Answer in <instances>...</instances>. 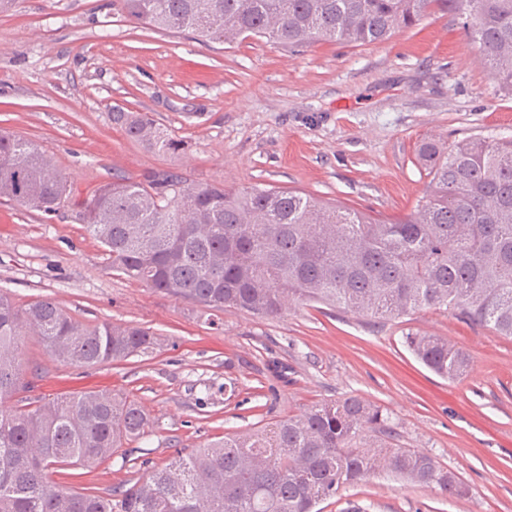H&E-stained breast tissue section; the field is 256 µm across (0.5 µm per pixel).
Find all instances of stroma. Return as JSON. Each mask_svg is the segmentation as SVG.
Wrapping results in <instances>:
<instances>
[{
	"mask_svg": "<svg viewBox=\"0 0 512 512\" xmlns=\"http://www.w3.org/2000/svg\"><path fill=\"white\" fill-rule=\"evenodd\" d=\"M146 113L181 142L157 153L113 124ZM0 128L51 155L77 197L113 176L175 170L242 190L300 191L374 218L423 205L422 142L512 138L500 88L464 21L433 12L388 41L289 49L264 38L204 44L114 15L111 0H15L0 11ZM0 291L56 300L85 322L154 332L152 357L78 369L25 337L29 391L9 408L84 391H121L150 417L112 458L55 472L106 496L176 451L244 435L318 403L360 396L387 414L401 445L468 485L463 499L381 475L321 512H512V338L422 310L387 319L296 304L278 316L213 311L112 273L74 206L45 214L0 199ZM447 338L472 357L442 378L407 349L408 333Z\"/></svg>",
	"mask_w": 512,
	"mask_h": 512,
	"instance_id": "obj_1",
	"label": "stroma"
}]
</instances>
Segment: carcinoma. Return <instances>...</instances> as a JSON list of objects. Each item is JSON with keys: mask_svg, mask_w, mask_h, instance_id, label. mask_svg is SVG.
<instances>
[{"mask_svg": "<svg viewBox=\"0 0 512 512\" xmlns=\"http://www.w3.org/2000/svg\"><path fill=\"white\" fill-rule=\"evenodd\" d=\"M112 10L206 43L252 34L288 48L381 43L431 11L467 15L468 36L512 90V0H112ZM112 123L157 152L179 147L144 113L114 107ZM420 159L428 200L398 220L288 189L231 191L171 170L105 182L73 205L112 271L203 307L273 316L296 300L374 318L449 309L512 337V139L450 149L426 142ZM72 196L49 155L0 130L1 199L49 214ZM28 334L77 368L148 357L157 345L147 329L85 323L51 298L19 307L1 292L0 400L29 388L19 353ZM405 342L442 377L468 372L469 354L446 339L408 333ZM149 424L140 405L107 391L1 408L0 512H319L380 473L448 498L467 495L456 473L399 445L388 417L358 396L180 450L108 496L51 480L54 468L111 457Z\"/></svg>", "mask_w": 512, "mask_h": 512, "instance_id": "cac0c4a2", "label": "carcinoma"}]
</instances>
